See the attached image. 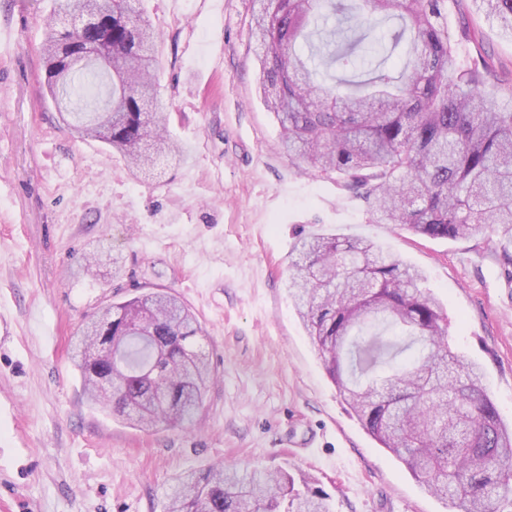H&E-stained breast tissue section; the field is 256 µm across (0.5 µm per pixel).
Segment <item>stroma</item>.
Returning <instances> with one entry per match:
<instances>
[{"label": "stroma", "instance_id": "1", "mask_svg": "<svg viewBox=\"0 0 512 512\" xmlns=\"http://www.w3.org/2000/svg\"><path fill=\"white\" fill-rule=\"evenodd\" d=\"M60 0H0V512H165L176 476L261 465L315 481L334 512H448L340 397L288 295L292 248L334 231L424 273L448 339L512 422V263L495 236L429 239L374 224L335 179L284 152L258 89L260 0H129L158 38L155 111L189 152L133 172L59 118L41 47ZM473 52L512 68V35L476 12ZM98 264L85 268L84 259ZM177 295L214 382L190 428L143 432L87 403L72 359L105 305Z\"/></svg>", "mask_w": 512, "mask_h": 512}]
</instances>
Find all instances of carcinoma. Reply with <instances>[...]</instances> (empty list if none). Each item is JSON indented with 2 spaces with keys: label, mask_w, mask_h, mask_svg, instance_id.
Returning <instances> with one entry per match:
<instances>
[{
  "label": "carcinoma",
  "mask_w": 512,
  "mask_h": 512,
  "mask_svg": "<svg viewBox=\"0 0 512 512\" xmlns=\"http://www.w3.org/2000/svg\"><path fill=\"white\" fill-rule=\"evenodd\" d=\"M462 0H263L251 27L259 84L288 155L354 191L376 224L429 238L495 235L512 247V71L448 33ZM512 32V0H479ZM112 31V55L78 61L89 36L54 20L43 44L47 90L63 122L136 171L184 161L156 99L149 20L128 0H62ZM400 28L382 33L383 21ZM404 45L398 68L388 60ZM108 79L107 101L88 94ZM288 292L340 395L366 432L451 512H493L512 491V427L481 367L452 350L448 322L419 288L422 273L375 242L338 233L299 240ZM111 322L77 334L89 400L133 426L194 422L212 377L202 329L175 295L107 307ZM168 512H333L329 495L286 470L213 466L176 479Z\"/></svg>",
  "instance_id": "obj_1"
}]
</instances>
